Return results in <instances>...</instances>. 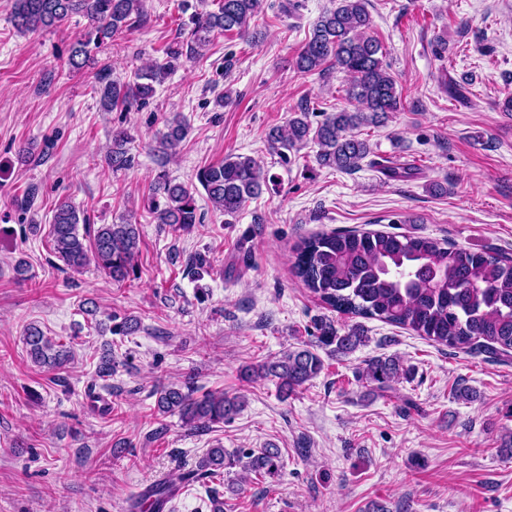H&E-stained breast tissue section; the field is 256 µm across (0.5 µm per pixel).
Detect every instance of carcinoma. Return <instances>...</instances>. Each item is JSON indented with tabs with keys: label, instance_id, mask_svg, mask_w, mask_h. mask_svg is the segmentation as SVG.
Here are the masks:
<instances>
[{
	"label": "carcinoma",
	"instance_id": "1",
	"mask_svg": "<svg viewBox=\"0 0 512 512\" xmlns=\"http://www.w3.org/2000/svg\"><path fill=\"white\" fill-rule=\"evenodd\" d=\"M367 2L336 0V7L323 12L315 22L295 61L300 72H321L334 65L347 73V95L362 108L326 112L315 126L307 112L293 113L286 124L268 133L270 148L283 161H288L289 151L312 141L318 146L319 166L356 171L370 154V147L350 131L383 124L389 114L403 108L397 82L384 63L383 47L370 34L372 18ZM260 9L261 0H220L218 10L196 16L193 40L186 43V48L164 50V61L138 71L131 82L102 77V106L111 111L119 106L145 104L181 57H193L215 32L245 34ZM142 14L143 0H14L11 21L18 33L26 34L60 27L74 16L87 19L88 29L71 44L67 56L70 69L79 71L89 61L92 49L100 48L131 26L133 17ZM186 132L184 120H169L160 141L162 150L176 149ZM125 144L123 132L112 136L108 156L111 168L131 165ZM197 180L213 207L233 217L248 200L259 196L273 177L253 157L230 154L220 163L199 169ZM154 193L165 198L164 205H153L156 223L174 231L200 223L194 195L185 185L161 173ZM51 238L55 253L68 268L78 272L92 261L118 283L129 279L139 255L137 225L125 222L95 226L87 213L67 201L55 207ZM295 253V276L321 302L341 314L407 328L455 349L512 351V260L496 252L457 248L423 236L351 230L304 238ZM108 320L113 322L110 332L115 335L128 336L137 327L127 317L119 321L110 315ZM316 330L313 345L286 350L247 369L245 377H272L278 382L279 392L286 396L322 371L323 360L314 348L346 355L365 342L364 331L358 325L343 332L334 321L325 319L317 323ZM25 345L38 364L59 367L71 357L65 345L35 326L27 329ZM408 374L410 369L397 358L374 357L366 363V379L383 391ZM196 393L190 380L154 391L158 410L178 414L191 428L221 423L244 407L240 396L209 392L198 397ZM224 464V449L210 448L194 467L177 476L178 484L185 488L203 479H221ZM282 467L277 448L246 454L244 470L257 478H274ZM172 498V481L160 480L145 489L132 509L146 507L162 512Z\"/></svg>",
	"mask_w": 512,
	"mask_h": 512
}]
</instances>
